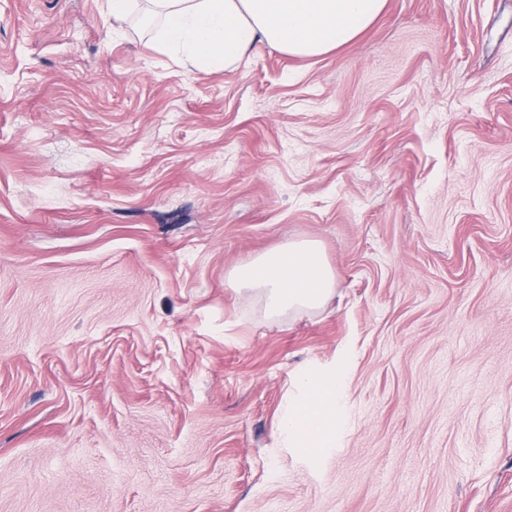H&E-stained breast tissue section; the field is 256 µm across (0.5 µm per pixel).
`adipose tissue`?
<instances>
[{
	"label": "adipose tissue",
	"instance_id": "obj_1",
	"mask_svg": "<svg viewBox=\"0 0 512 512\" xmlns=\"http://www.w3.org/2000/svg\"><path fill=\"white\" fill-rule=\"evenodd\" d=\"M161 46L205 71L233 67L261 45L284 55L316 57L353 41L387 0H148ZM230 287L250 293L266 316L322 308L336 275L315 241L285 244L232 269ZM335 375L304 382L305 398L288 405V435L324 441L336 430Z\"/></svg>",
	"mask_w": 512,
	"mask_h": 512
}]
</instances>
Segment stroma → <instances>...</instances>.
<instances>
[{"label": "stroma", "instance_id": "35a3bbf8", "mask_svg": "<svg viewBox=\"0 0 512 512\" xmlns=\"http://www.w3.org/2000/svg\"><path fill=\"white\" fill-rule=\"evenodd\" d=\"M142 11L0 0V512H512V0L206 73ZM300 240L336 293L266 319ZM228 285L250 293L268 317L322 308L336 275L316 241L289 242L232 269ZM336 382L333 374L304 381V400L289 404L283 414L282 426L289 436L305 434L322 442L336 431Z\"/></svg>", "mask_w": 512, "mask_h": 512}]
</instances>
